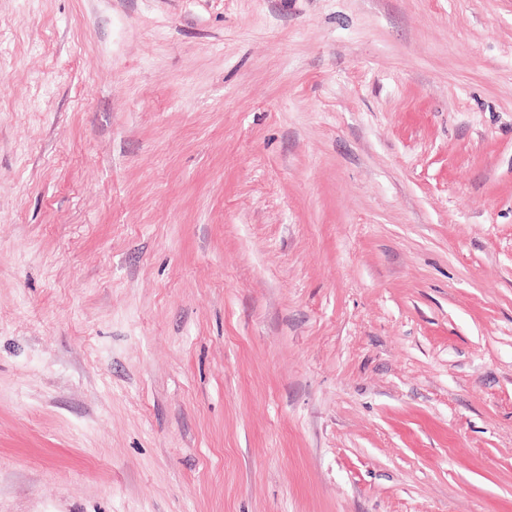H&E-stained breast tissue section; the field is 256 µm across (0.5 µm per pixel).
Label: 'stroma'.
Instances as JSON below:
<instances>
[{"label":"stroma","instance_id":"stroma-1","mask_svg":"<svg viewBox=\"0 0 512 512\" xmlns=\"http://www.w3.org/2000/svg\"><path fill=\"white\" fill-rule=\"evenodd\" d=\"M0 512H512V0H0Z\"/></svg>","mask_w":512,"mask_h":512}]
</instances>
